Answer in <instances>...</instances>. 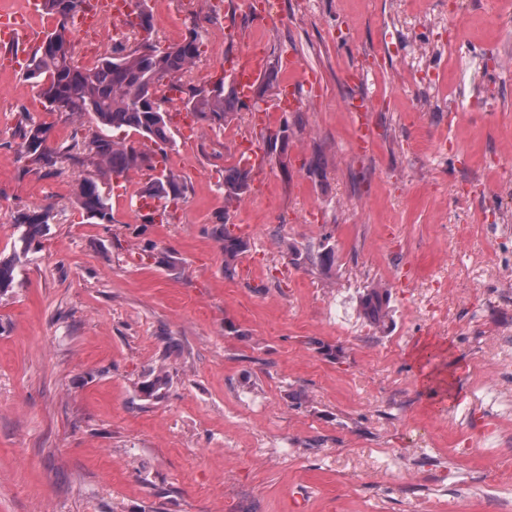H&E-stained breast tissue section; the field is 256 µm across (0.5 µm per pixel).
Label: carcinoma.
Instances as JSON below:
<instances>
[{
  "label": "carcinoma",
  "instance_id": "cac0c4a2",
  "mask_svg": "<svg viewBox=\"0 0 512 512\" xmlns=\"http://www.w3.org/2000/svg\"><path fill=\"white\" fill-rule=\"evenodd\" d=\"M83 3L84 0H44V10L55 17L56 25L35 49L25 77L37 88L50 111L65 112L77 119L90 115L95 120L97 131L87 144V157L100 176L83 179L74 195L86 219L110 223L111 209L100 189L103 178H119L135 169L150 172L156 169L152 156L115 133L137 134L157 146L164 157L173 142L169 113L164 109V104L171 101L166 89L175 87L186 91L182 99L184 108L217 123L231 121L245 103L224 81L208 88L183 82L184 75L191 71L201 54L204 31L193 24L180 41L163 49L158 47L153 40V14L147 0L136 3L137 22L131 32L134 45L116 47L112 55L91 66L76 65L70 20ZM50 134L51 126L46 123L25 122L20 147L31 164L51 168L60 155L71 150L69 146H51ZM267 143L278 155L282 168H288V127L281 126L267 137ZM251 181L252 171L245 165L224 168V201H240L249 191ZM184 190V183L169 170L148 176L141 187L142 192L162 201L160 216L163 218L169 204L180 199ZM52 220L53 213L48 207L17 212L13 224V257L0 259V295L13 286L17 264L28 255ZM216 234L224 250V275L231 276L250 244L227 231L224 224L216 227ZM313 263L329 273L336 267V253L324 247ZM359 308L370 325L384 329L389 315L388 290L377 286L364 288L359 296ZM168 384L167 373L152 371L139 383V392L147 399L158 400L164 397Z\"/></svg>",
  "mask_w": 512,
  "mask_h": 512
}]
</instances>
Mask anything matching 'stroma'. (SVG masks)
Segmentation results:
<instances>
[{
	"instance_id": "35a3bbf8",
	"label": "stroma",
	"mask_w": 512,
	"mask_h": 512,
	"mask_svg": "<svg viewBox=\"0 0 512 512\" xmlns=\"http://www.w3.org/2000/svg\"><path fill=\"white\" fill-rule=\"evenodd\" d=\"M147 4L162 48L193 21L224 29L194 85L248 38L275 69L258 107L175 135L172 218L140 222L126 201L147 175L131 172L103 184L112 220L96 224L73 197L95 124L47 111L0 48V258L18 211L54 213L0 295V512H512V354L497 346L512 342V294L496 274L512 237V0H271L264 22L238 0ZM291 53L320 88L278 112ZM355 65L364 84L345 79ZM355 96L374 102L361 154ZM26 117L70 154L32 166ZM283 124L287 167L269 158L226 205L236 144ZM220 223L250 243L231 277ZM324 245L328 276L307 258ZM432 278L445 328L414 298ZM376 283L382 332L357 308ZM425 345L452 401L420 379ZM159 365L166 394L144 399Z\"/></svg>"
}]
</instances>
